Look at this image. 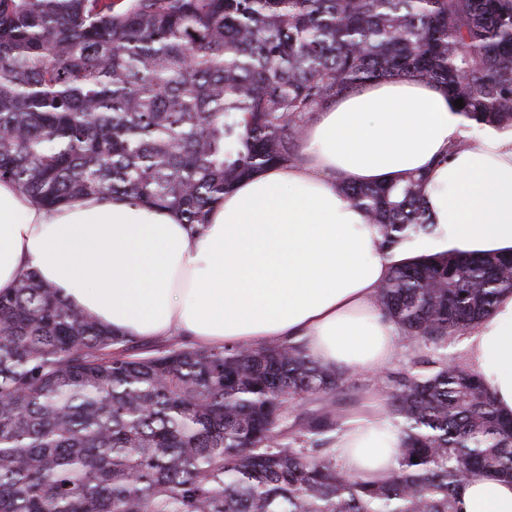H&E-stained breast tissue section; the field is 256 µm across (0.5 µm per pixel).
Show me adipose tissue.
<instances>
[{
  "instance_id": "ef3b65f1",
  "label": "adipose tissue",
  "mask_w": 512,
  "mask_h": 512,
  "mask_svg": "<svg viewBox=\"0 0 512 512\" xmlns=\"http://www.w3.org/2000/svg\"><path fill=\"white\" fill-rule=\"evenodd\" d=\"M300 160L227 191L207 224L121 197L49 209L0 181V293L39 275L84 314L132 338L182 336L212 348L303 343L319 363L376 373L399 350L377 291L394 260L339 182L383 185L416 171L437 226L434 251L512 253V130L477 126L440 84L391 78L339 93L300 130ZM467 360L512 416V293L469 330ZM401 434L376 397L336 434L344 468L380 479ZM457 512H512V481L471 477Z\"/></svg>"
}]
</instances>
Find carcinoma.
<instances>
[{
    "mask_svg": "<svg viewBox=\"0 0 512 512\" xmlns=\"http://www.w3.org/2000/svg\"><path fill=\"white\" fill-rule=\"evenodd\" d=\"M393 76L512 129V0H0V180L205 224L299 158L310 113ZM339 190L390 253L435 233L420 175ZM511 291L512 255L447 251L394 264L378 296L437 352ZM347 381L297 342L137 345L25 270L0 294V512H457L471 475L512 479V418L477 371L419 354L387 375L397 469L346 471ZM314 400L330 410L300 412Z\"/></svg>",
    "mask_w": 512,
    "mask_h": 512,
    "instance_id": "1",
    "label": "carcinoma"
}]
</instances>
